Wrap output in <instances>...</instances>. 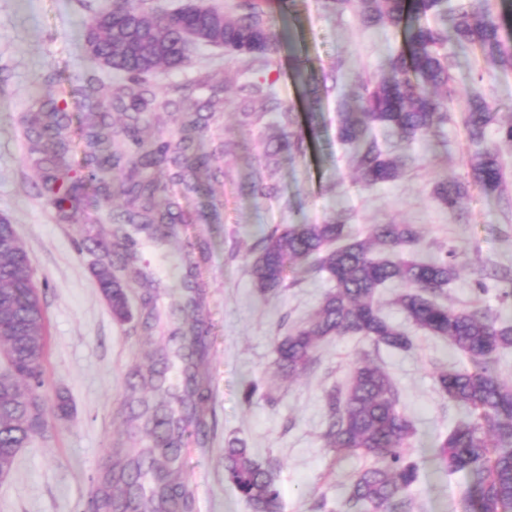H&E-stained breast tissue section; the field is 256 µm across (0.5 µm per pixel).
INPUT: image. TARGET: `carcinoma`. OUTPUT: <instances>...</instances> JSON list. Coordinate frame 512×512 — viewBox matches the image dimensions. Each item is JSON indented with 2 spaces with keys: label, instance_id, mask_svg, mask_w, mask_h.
Returning a JSON list of instances; mask_svg holds the SVG:
<instances>
[{
  "label": "carcinoma",
  "instance_id": "carcinoma-1",
  "mask_svg": "<svg viewBox=\"0 0 512 512\" xmlns=\"http://www.w3.org/2000/svg\"><path fill=\"white\" fill-rule=\"evenodd\" d=\"M327 8L343 12L350 7L366 27L407 24L406 49L388 59L389 76L374 82L356 81L353 105L340 113L339 138L348 145L359 179L366 187L396 180L406 165L380 143L372 129L379 127L400 140L413 139L448 121V106L436 92L448 86L455 57L442 49L453 39L479 50L485 60L512 68V39L494 16L490 0L475 8L452 5L447 0H325ZM207 12L186 13L170 23L160 22L144 3L112 0V8L97 13L87 27L96 52L107 69L119 76L110 87H90L86 93L92 151L88 155V181L109 195L99 173L123 172L119 192L129 211L125 223L135 224L157 242L172 234L173 225L187 224L188 211L170 201L160 208V184L152 177L156 168L169 179L195 191L193 167L206 168L210 157L196 152L193 139L155 140L143 135L145 112L166 109V91L149 83L148 75L182 65L181 32L207 26ZM162 47L147 59L127 47V42ZM274 48L256 5L224 19V53L242 59L267 57ZM131 113V122L112 129L110 113ZM499 107L480 94L467 96L463 125L473 147V182L486 194L503 195L506 178L499 153L486 140V131ZM68 120L66 109L48 97L29 120L30 153L46 167L42 194L62 214L79 208L86 183L75 181L64 162L68 150L62 138ZM303 136L289 132L265 151L273 157L282 151L300 153ZM465 194L457 181L443 179L434 187L439 206L454 215ZM347 216L340 213L325 224H275L255 245L250 276L261 296L288 287V268L302 264L306 270L325 273L335 283L313 315L289 327L278 337L273 367L282 377H300L313 369L320 347L332 338L362 336L374 346L408 351L413 339L380 314L379 289L388 283L402 287L393 303L414 325L447 340L469 361V366L442 370L436 377L439 392L466 409L468 419L440 438L436 464L443 473L466 472L474 481L473 512H512V384L494 375L493 354L512 348V323L480 311H460L442 302L448 284L459 274L454 253L421 260L412 256L420 236L411 224H375L363 236L346 231ZM107 258L112 272L97 276L104 295L112 298V315L119 321L133 317L130 282L144 277L133 267L136 255L110 254L105 240L94 242ZM32 259L20 244L12 225L0 220V343L7 346L9 377L0 383V467L12 469L20 449L38 433L39 419L31 416L22 389L45 386L43 358L46 317L32 276ZM138 317L147 330L162 331L165 315L152 297L142 298ZM194 342L173 356L184 365V388L166 384L164 371L137 370L128 380L135 391L139 382L156 381L166 403L155 409L130 411L131 429L151 426L149 448H118L112 470L100 483L92 500L93 512H192L193 495L180 479L182 444L187 423L203 421L207 396L194 386L207 346L205 321H194ZM324 447L341 455L357 452L372 460L350 482L346 512H396L407 506L405 491L420 479V465L410 451L412 422L399 410L400 390L378 366L363 362L353 367L344 386L323 395ZM224 481L247 504L250 512H280L281 493L275 466L258 461L239 439L225 442ZM123 489L112 492V488Z\"/></svg>",
  "mask_w": 512,
  "mask_h": 512
}]
</instances>
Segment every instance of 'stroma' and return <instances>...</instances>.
<instances>
[{
  "label": "stroma",
  "instance_id": "stroma-1",
  "mask_svg": "<svg viewBox=\"0 0 512 512\" xmlns=\"http://www.w3.org/2000/svg\"><path fill=\"white\" fill-rule=\"evenodd\" d=\"M107 0H0V217L13 224L33 260L34 280L45 307L49 348L44 362L48 399L65 395L67 419L49 417L43 436L20 450L11 474L0 480V512H88L95 479L113 448L151 445L148 429L128 430L127 379L149 364L164 340L143 331L139 321L118 324L92 273L100 253L89 238L111 235L97 213L122 211L124 199L86 192L81 213L63 218L40 195L44 172L29 155L25 118L45 96L68 107L67 163L75 175L87 172L90 152L82 89L89 80L109 85L112 72L88 53L86 23ZM276 53L246 70L223 49H197L190 64L156 74L152 84L189 85L181 105L193 109L221 89L224 109L202 112V141L212 155L213 175L201 176L188 209L194 221L157 243L135 234L136 266L144 282L133 283L131 307L152 291L164 309L181 304L169 327L183 334L193 318L185 308L188 283L206 288L205 317L210 328L208 354L201 370L210 389L213 418L204 431L189 427L183 445V480L193 492L194 512H249L224 481V443L245 440L260 461L279 465L281 512H310L325 498L327 512H344L347 487L367 459L334 458L324 448L323 394L349 380L362 360L379 365L401 393L400 410L411 420L410 440L421 466L419 482L408 492L410 512H467L470 480L436 471L432 450L457 423L463 407L437 389L439 369L465 367L467 359L448 342L408 321L392 303L398 291L379 290V308L413 338L412 350L374 348L348 335L325 342L314 369L295 380L272 368L273 346L285 326L306 320L333 287L325 275L295 269L294 286L266 299L253 288L248 256L268 224H320L346 212L349 230L365 235L375 224H414L422 238L416 256L455 252L460 274L448 286L447 302L459 310H481L512 322V205L485 195L473 183L470 145L457 108L443 126L410 141H391L390 149L408 155L410 165L396 181L365 188L355 179L352 154L337 136L338 115L356 78L377 80L390 56L404 48L401 28L363 26L352 10L336 13L324 0H294L281 9L274 0L262 7ZM456 66L448 84L453 95L479 91L499 105L501 120L512 118V70L486 62L471 47L455 48ZM271 83L282 106L292 112L293 128L305 138L304 153L278 159L275 194L259 196L254 186L266 173L267 143L281 132L272 117L255 123L242 116L253 84ZM466 187L456 217L433 198L439 179ZM203 241L205 259H187L184 240ZM487 292H480L479 283ZM258 382L271 400L245 404L243 390Z\"/></svg>",
  "mask_w": 512,
  "mask_h": 512
}]
</instances>
